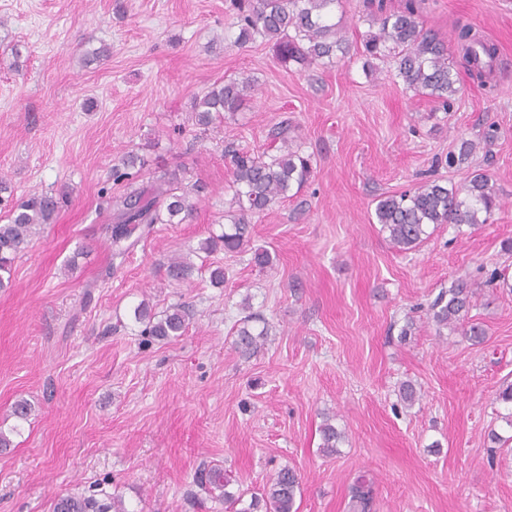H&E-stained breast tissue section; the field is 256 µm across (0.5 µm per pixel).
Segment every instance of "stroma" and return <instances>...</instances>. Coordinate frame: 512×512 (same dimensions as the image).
<instances>
[{
  "instance_id": "stroma-1",
  "label": "stroma",
  "mask_w": 512,
  "mask_h": 512,
  "mask_svg": "<svg viewBox=\"0 0 512 512\" xmlns=\"http://www.w3.org/2000/svg\"><path fill=\"white\" fill-rule=\"evenodd\" d=\"M420 20L493 41L492 85L455 65L445 110L407 89L393 60L364 69L360 0L335 14L350 63L308 69L265 40L236 44L231 0H0V176L17 199L69 195L0 289V430L13 441L0 450V512H50L74 490L119 493L129 512H235L196 486L207 465L248 494L293 468L298 512H347L361 475L371 512H512V428L497 399L512 383V291L485 283L495 268L512 278V0H423ZM103 44L110 58L82 66ZM242 76L254 87L240 112L187 125L194 97ZM285 119L310 181L254 218L243 252L198 257L232 198L225 148L263 153ZM491 124V144L447 166ZM131 151L145 161L137 186L175 172L205 191L191 222L155 225L116 259L105 227L126 186L112 168ZM480 172L497 200L488 223L438 225L406 252L381 232L380 197ZM258 248L271 265L252 263ZM176 254L192 258L188 280L168 274ZM461 278L479 284L467 317L479 344L429 314ZM143 301L188 306L183 335H143ZM250 311L269 336L247 357L234 342ZM408 380L422 392L410 407L398 396ZM20 400L25 421L11 414ZM327 419L345 434L333 455L321 450Z\"/></svg>"
}]
</instances>
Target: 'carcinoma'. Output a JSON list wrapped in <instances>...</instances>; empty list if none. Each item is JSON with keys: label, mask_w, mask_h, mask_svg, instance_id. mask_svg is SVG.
Masks as SVG:
<instances>
[{"label": "carcinoma", "mask_w": 512, "mask_h": 512, "mask_svg": "<svg viewBox=\"0 0 512 512\" xmlns=\"http://www.w3.org/2000/svg\"><path fill=\"white\" fill-rule=\"evenodd\" d=\"M422 0H402L396 10L386 9L384 0H362V6L376 31L363 42L362 56L366 60L393 57L396 76L410 89L424 92L448 108L458 92L453 65L448 55V42H453L457 56L471 74L482 82L490 79L498 59V47L468 24L458 25L444 38L427 29L420 22ZM342 0H232L236 10L238 35L236 42L245 44L261 37L274 44L277 59L287 64L294 62L310 68L346 57L348 46L334 22V11ZM251 79H231L215 85L202 97L194 99L189 120L195 126L208 127L223 122L225 115H233L243 107ZM270 148L275 153L252 155L231 150L233 196L222 219L228 230L204 239L198 251L209 255L218 244L228 252L244 249L252 232V219L265 214L288 198V193L301 189L310 179L312 164L309 157L288 148V137L281 128L272 133ZM476 145L466 140L459 152L448 153V167L467 160ZM139 157L133 153L112 168L113 181L132 183L136 178ZM67 200L62 193L41 192L13 206L8 223L0 224V288L9 287L1 273H10L18 255L46 224L54 222ZM496 208V199L484 173H476L468 183L450 189L436 180H427L418 186L385 196L375 206V217L381 231L393 247L400 251L415 248L429 236L428 227L439 224H485ZM193 213V203L187 191L171 178L139 187L127 193L122 207L114 214L108 226L111 245L116 256L130 248L128 240L135 231L150 233L155 224H183ZM478 284L467 280L455 281L448 290L439 293L431 303L433 321L439 326L457 327L464 324ZM134 319L145 325L142 335L160 339L179 336L186 328L188 316L175 305L157 314L149 303L142 301L134 309ZM253 319L244 317L243 327L237 332L235 345L244 355L256 352L267 332L258 333L248 327ZM322 450L327 455L336 453L341 433L325 419L321 426ZM198 484L212 492L220 491L224 501L239 506L236 512H297L296 496L300 492V478L291 468H282L270 486L261 495H253L244 503V494L227 490L230 480L219 468L203 469L198 473ZM373 499L372 483L358 477L352 487L349 512H369ZM52 512H129L122 496L106 495L99 501L95 495L72 492L54 499Z\"/></svg>", "instance_id": "carcinoma-1"}]
</instances>
